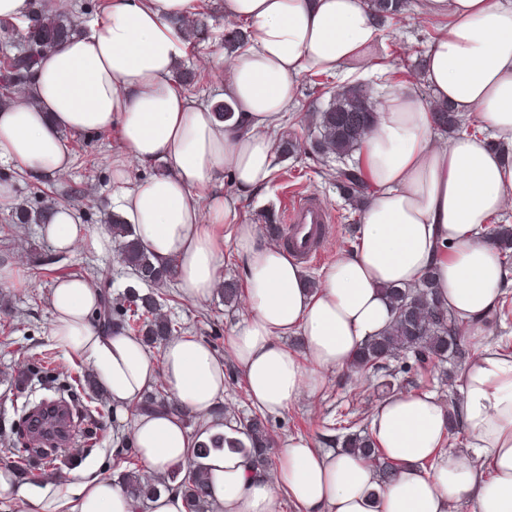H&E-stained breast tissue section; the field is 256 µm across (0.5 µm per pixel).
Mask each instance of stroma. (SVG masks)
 Returning <instances> with one entry per match:
<instances>
[{
  "instance_id": "35a3bbf8",
  "label": "stroma",
  "mask_w": 512,
  "mask_h": 512,
  "mask_svg": "<svg viewBox=\"0 0 512 512\" xmlns=\"http://www.w3.org/2000/svg\"><path fill=\"white\" fill-rule=\"evenodd\" d=\"M208 8V35L205 40L188 44L179 61L181 70L195 74L194 85L187 95L210 104L223 92L224 29L227 19L221 0H198ZM433 25L426 17L408 10L385 32L375 60L376 74L367 81L374 97H381L390 85L383 75L400 71L402 79L416 74L414 63L422 46L424 32ZM298 106L291 114L285 131L298 142L296 153L277 155L276 170L266 188L242 195L238 208L241 222L256 224L262 212L283 217L287 203L299 195L321 201L333 214L323 262L303 266L305 277L319 281L326 261L336 253L349 251L355 245V225L360 218L345 201L327 169L336 167L335 156H317L310 149L312 117L328 102L315 86L311 73H303L297 82ZM119 145L117 132L102 140L88 141L85 161H72L67 173L50 179L49 184L59 204L72 208L81 224L89 231H100L112 213L118 210L119 191L112 183V157ZM95 269L91 282L98 291L117 295L136 279L120 260L118 252L97 254L87 250L63 253L45 239L40 225L20 224L13 231L9 245L0 244V269L9 270V281L0 284V469L9 453L23 454L26 436L23 419L29 409L55 397L53 388L43 380H35L25 389H15L12 380L17 370L26 367L31 358L51 357L60 377L91 371L85 356L58 349L49 335L51 323L50 293L57 280L83 276L85 268ZM249 310L247 299L234 306L224 304L222 294H213L200 305L180 299L169 303L166 312L184 323L188 333L208 344L223 356L227 375L224 401L215 412L217 421L251 413L252 403L247 383L236 365L230 349V338ZM463 364L448 362L442 371L424 372L414 368L397 375L394 390L398 393L433 392L443 401L456 398L455 385ZM378 380L368 372L350 369L329 374L324 390L314 396H302L281 413L270 416L275 435L273 459H280L282 447L289 437L303 436L315 448L326 452L340 451L339 433L334 425L339 414L351 413L360 426H369L373 411L381 398ZM105 429L94 446L75 441L73 453L80 459L77 468L91 471L106 479H117L120 470L114 467L117 444L131 434L132 416L107 408Z\"/></svg>"
}]
</instances>
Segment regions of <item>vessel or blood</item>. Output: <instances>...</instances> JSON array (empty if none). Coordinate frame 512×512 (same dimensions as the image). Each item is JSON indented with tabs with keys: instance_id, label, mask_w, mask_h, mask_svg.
I'll use <instances>...</instances> for the list:
<instances>
[{
	"instance_id": "b4317fda",
	"label": "vessel or blood",
	"mask_w": 512,
	"mask_h": 512,
	"mask_svg": "<svg viewBox=\"0 0 512 512\" xmlns=\"http://www.w3.org/2000/svg\"><path fill=\"white\" fill-rule=\"evenodd\" d=\"M331 216L316 199L305 196L289 203L285 239L292 255L306 262L320 254Z\"/></svg>"
}]
</instances>
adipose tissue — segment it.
<instances>
[{"mask_svg": "<svg viewBox=\"0 0 512 512\" xmlns=\"http://www.w3.org/2000/svg\"><path fill=\"white\" fill-rule=\"evenodd\" d=\"M417 12L440 25L419 81L380 97L376 120L356 155L370 187L353 250L337 255L318 288L257 225L237 221L240 195L267 187L276 153L273 131L297 104L304 72L364 75L382 41L367 0H224V14L245 23L248 38L225 71L222 98L233 115L187 96L175 78L185 44L178 19L197 0H107L105 19L64 40L40 60L32 85L0 109V159L55 176L69 167L61 133L85 137L117 130L120 151L112 182L141 244L172 266L185 300L205 301L219 288L224 247L246 270L250 310L230 339L250 397L278 414L302 395L318 393L325 373L347 367L360 347L393 317L383 289L419 283L434 272L442 303L471 338L498 307L507 273L490 238V218L512 208V167L493 142L512 145V0H417ZM426 85L430 97L418 87ZM468 118L480 115L491 141L446 137L430 99ZM161 160L162 175L129 187V163ZM230 176L234 193L216 191ZM208 191L207 209L199 192ZM42 232L57 249L111 251L108 230L89 233L75 212L57 208ZM99 293L82 278H63L51 295L50 336L64 352L93 364L113 407L128 411L156 378L184 409L203 420L224 398L225 363L193 336L164 347L156 373L134 336L103 334L91 314ZM300 336V351L281 337ZM459 420L475 459L448 457V406L435 394L383 399L372 431L397 470L388 482L362 459L323 452L288 438L283 463L260 471L227 449L205 461L217 512H280L289 494L302 512H512V352L485 344L460 379ZM131 443L145 470L163 473L185 462L195 440L177 412L135 415ZM70 512H134L122 486L84 477Z\"/></svg>", "mask_w": 512, "mask_h": 512, "instance_id": "obj_1", "label": "adipose tissue"}]
</instances>
